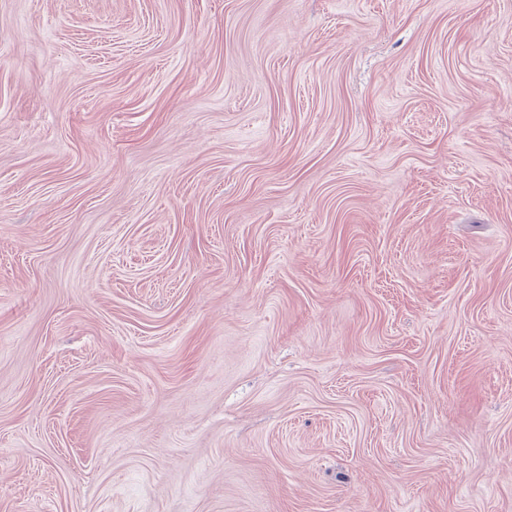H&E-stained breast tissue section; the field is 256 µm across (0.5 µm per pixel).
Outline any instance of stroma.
Instances as JSON below:
<instances>
[{
    "mask_svg": "<svg viewBox=\"0 0 512 512\" xmlns=\"http://www.w3.org/2000/svg\"><path fill=\"white\" fill-rule=\"evenodd\" d=\"M0 512H512V0H0Z\"/></svg>",
    "mask_w": 512,
    "mask_h": 512,
    "instance_id": "35a3bbf8",
    "label": "stroma"
}]
</instances>
